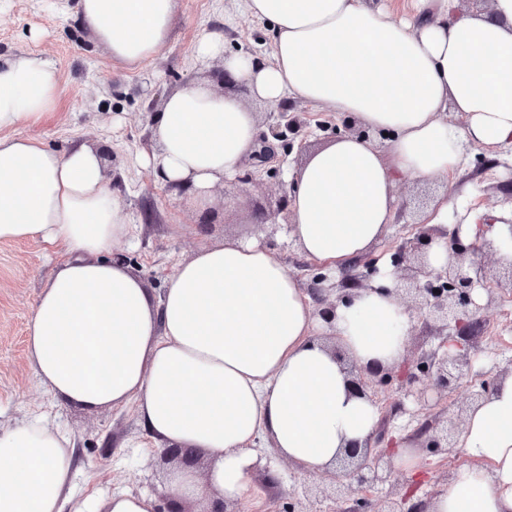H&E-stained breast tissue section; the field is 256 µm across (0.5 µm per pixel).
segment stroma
I'll return each mask as SVG.
<instances>
[{
    "instance_id": "stroma-1",
    "label": "stroma",
    "mask_w": 512,
    "mask_h": 512,
    "mask_svg": "<svg viewBox=\"0 0 512 512\" xmlns=\"http://www.w3.org/2000/svg\"><path fill=\"white\" fill-rule=\"evenodd\" d=\"M34 28L41 32L36 40L29 35ZM210 31L223 33L225 56L245 50L263 59L270 55L269 25L241 12L236 0H179L166 42L151 60L134 69L113 62L96 44L77 18L76 0H0V55L36 53L51 61L60 74L57 107L48 120L30 128V135L59 151L78 140L105 148V165L119 177L112 191L137 227L135 238L115 242L111 254L138 273L154 296L164 294L179 262L202 245L226 237L244 242L271 240L300 287L313 288L320 274L318 264L300 252L287 226L269 235L249 223L252 201L278 196L277 180L261 177L244 192L216 187L208 211L202 212L189 199L166 192L164 182L138 161L141 152L155 145L151 117L170 91L206 81L216 92H223L219 78L223 59L200 62L195 58L199 38ZM296 108L310 112L314 124L301 133L284 158L285 165L293 167L308 151L345 129L333 113L309 110L301 101ZM508 183H512V149L506 147L493 153L472 148L466 166L449 180H399L394 194L405 211L388 225L372 250L359 257L357 272H365L367 264L393 260L422 220L423 212L416 207L419 196L447 197L452 210L458 198H465L467 211L481 213L487 224L503 208L500 187ZM53 266L39 242H0V421L42 414L70 436L75 449V499L142 490L166 497L167 467L142 450L143 430L133 406L86 410L69 405L56 400L34 376L26 326L38 286ZM403 305L412 317L407 354L437 351L442 338L429 319L411 300ZM469 351L478 375L505 368L512 359V291H500L485 310L484 325L475 333ZM470 394L466 378L449 395L432 389L421 400L396 384L380 395L379 402L401 403L389 432L407 436L425 421L460 414ZM259 451L264 463L253 476L252 498L239 505L241 512H285L290 499L304 488L330 485L328 474L302 473L268 446H260ZM416 460L415 471L393 468L384 489L394 499L407 496L416 502L442 491L444 474L455 472L463 463L460 455L444 460L423 449L417 450Z\"/></svg>"
}]
</instances>
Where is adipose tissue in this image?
<instances>
[{"mask_svg": "<svg viewBox=\"0 0 512 512\" xmlns=\"http://www.w3.org/2000/svg\"><path fill=\"white\" fill-rule=\"evenodd\" d=\"M267 22L269 59L225 56L204 34L200 61L223 59L254 98H297L362 127L392 133L387 147L349 133L291 169L289 235L336 275L367 253L396 217L397 180L447 176L467 150L512 145V0L488 10L458 0H243ZM78 17L113 61L136 67L165 42L177 0H77ZM57 68L38 54L0 62V242H41L57 257L27 325L38 382L88 410L133 405L151 449L203 453L204 476L174 471L167 489L200 504L249 500L255 444L309 473L378 425L374 402L352 393L337 359L392 366L406 352L410 316L394 275L339 305L324 323L268 247L227 238L177 266L161 299L106 251L129 235L104 159L86 142L58 152L25 135L59 97ZM456 114L448 121L446 112ZM156 146L141 161L162 181L191 186L200 205L250 152L257 118L237 97L194 82L167 95ZM330 326L336 348L317 339ZM458 448L477 466L456 471L432 512H512V374L470 411ZM68 435L43 416L0 427V512H62L72 491Z\"/></svg>", "mask_w": 512, "mask_h": 512, "instance_id": "obj_1", "label": "adipose tissue"}]
</instances>
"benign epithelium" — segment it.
Masks as SVG:
<instances>
[{
  "instance_id": "7a95c632",
  "label": "benign epithelium",
  "mask_w": 512,
  "mask_h": 512,
  "mask_svg": "<svg viewBox=\"0 0 512 512\" xmlns=\"http://www.w3.org/2000/svg\"><path fill=\"white\" fill-rule=\"evenodd\" d=\"M304 125L300 113L293 105L283 102L278 111L269 113V121L254 143L250 162L241 166L230 185L246 191L248 185L259 180L264 174H279L281 159L278 148L288 144L289 135L297 134ZM282 216L289 220V193L287 188L280 195L266 202H255L250 211V223L259 229L275 224V218ZM447 235L437 224H418L415 233L406 239L398 249L399 258L408 265L397 274L396 292L412 297L422 308L428 309L429 316L445 333L446 341L452 343L455 351H447L442 357L420 356L412 361L403 378L410 386H433L440 393H447L464 377L472 374L473 363L464 352L468 343L467 331L480 325L484 308L495 302V290L512 289V262L494 276L496 288L486 289V302L480 304L473 299L475 286L486 278L482 255L488 242H474L468 246L458 245V240L446 241L451 259L441 268L429 266L425 250L429 243ZM342 293L369 287L367 279L355 274H346L337 283ZM350 385L355 394L377 401L378 394L386 391L394 381V372L384 367L355 369L348 368ZM386 434L380 428L360 445L344 449L337 458L336 468L331 474L334 495L342 497L355 489L372 491L390 478L391 462H382L383 453H375V445ZM460 436L459 424L454 420L423 423L416 428L411 439L418 447L434 456L446 457L456 448ZM160 457L170 463L189 468L197 467L202 460L198 453L183 448H167ZM322 492L306 489L289 503L286 512H322L319 507ZM347 512H431L429 500H420L406 510L394 508L389 502L364 496L355 499L353 508Z\"/></svg>"
}]
</instances>
